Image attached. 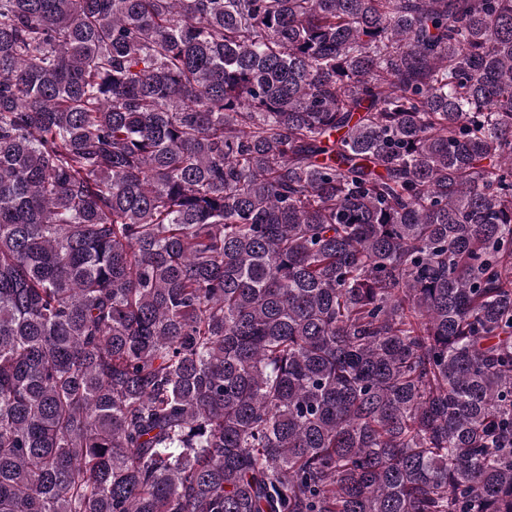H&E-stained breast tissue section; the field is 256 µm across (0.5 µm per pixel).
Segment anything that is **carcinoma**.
I'll return each mask as SVG.
<instances>
[{"instance_id":"obj_1","label":"carcinoma","mask_w":512,"mask_h":512,"mask_svg":"<svg viewBox=\"0 0 512 512\" xmlns=\"http://www.w3.org/2000/svg\"><path fill=\"white\" fill-rule=\"evenodd\" d=\"M0 512H512V0H0Z\"/></svg>"}]
</instances>
